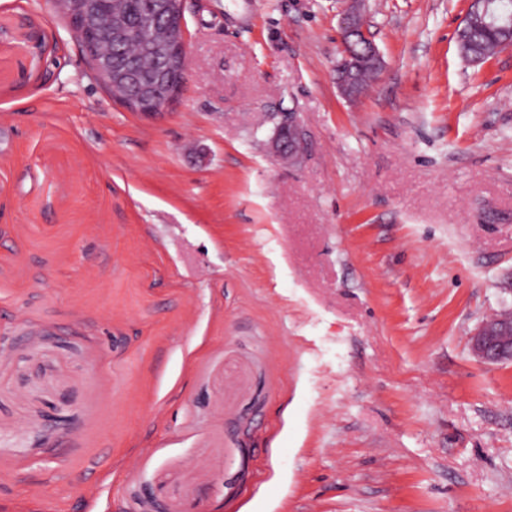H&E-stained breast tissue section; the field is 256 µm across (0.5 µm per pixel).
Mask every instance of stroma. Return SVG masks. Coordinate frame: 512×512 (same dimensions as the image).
<instances>
[{
    "mask_svg": "<svg viewBox=\"0 0 512 512\" xmlns=\"http://www.w3.org/2000/svg\"><path fill=\"white\" fill-rule=\"evenodd\" d=\"M470 0H186L165 110L0 0V512H512V49ZM295 114L301 153L271 150ZM342 29V51L341 60L337 62L336 72L339 74L337 77L339 88L346 98L359 97L369 90L368 84H361L358 87L350 86L340 74L346 73L344 65L350 60L359 61L361 53L365 52L363 45L359 46L361 53L355 52L356 45L364 43L366 47V54L368 57L375 59L380 64L378 76L382 70L381 58L373 41V33L370 30V24L367 18L359 10L345 11L341 19ZM377 76V77H378ZM457 38L460 53L465 58L470 60L471 56H476L483 58V61L494 55L504 40L500 33L481 23L460 30ZM471 345L473 352L486 362H512V313L493 315L482 321Z\"/></svg>",
    "mask_w": 512,
    "mask_h": 512,
    "instance_id": "obj_1",
    "label": "stroma"
}]
</instances>
